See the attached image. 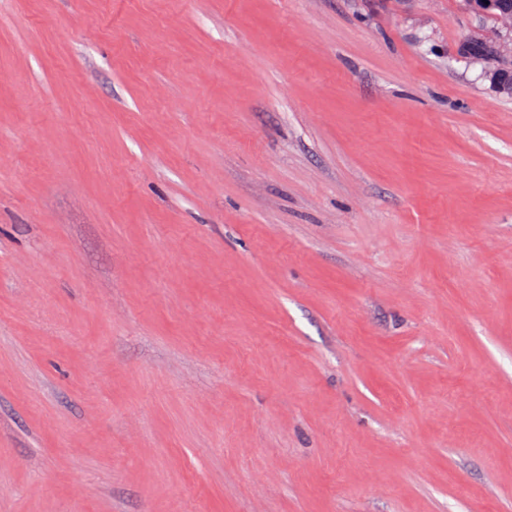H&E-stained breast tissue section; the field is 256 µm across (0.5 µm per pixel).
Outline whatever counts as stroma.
I'll return each instance as SVG.
<instances>
[{
	"mask_svg": "<svg viewBox=\"0 0 512 512\" xmlns=\"http://www.w3.org/2000/svg\"><path fill=\"white\" fill-rule=\"evenodd\" d=\"M492 27L0 0V512H512ZM500 40L497 37L479 36L466 40L468 46L465 50H461L459 46V53L464 56L476 60H482L487 63L496 64L490 70L491 78L499 86V84L506 85L512 84V62L510 58H497L494 56V49L497 48V43Z\"/></svg>",
	"mask_w": 512,
	"mask_h": 512,
	"instance_id": "obj_1",
	"label": "stroma"
}]
</instances>
